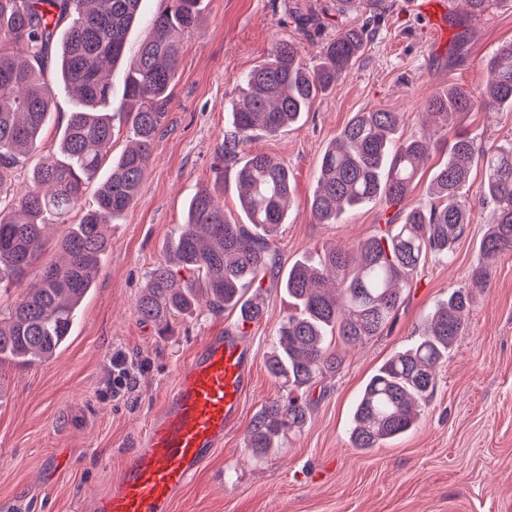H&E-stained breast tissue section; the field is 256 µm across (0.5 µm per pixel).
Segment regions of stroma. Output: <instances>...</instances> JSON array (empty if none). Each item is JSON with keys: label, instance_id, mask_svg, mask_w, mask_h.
I'll return each instance as SVG.
<instances>
[{"label": "stroma", "instance_id": "obj_1", "mask_svg": "<svg viewBox=\"0 0 512 512\" xmlns=\"http://www.w3.org/2000/svg\"><path fill=\"white\" fill-rule=\"evenodd\" d=\"M388 2L375 37L343 81L298 124L243 149L276 158L291 177L294 202L275 242L281 269L328 246L351 248L383 224L379 203L337 224L316 223L310 213L321 156L355 113L379 107L401 113L400 136L420 135L426 101L451 84H485L491 51L512 41V8L464 22L450 14L440 38L412 0ZM202 15V27L182 40L163 130L135 202L109 229L102 267L69 342L47 361L0 367V500H13L21 512H94L179 367L223 328L251 344L252 385L223 447L170 512H512V251L491 259V282L475 289L463 334L415 429L367 452L348 440L367 379L413 342L429 309L469 283L491 213L481 200V169L469 179L470 222L453 256L420 266L382 335L342 347L338 374L312 390L306 425L266 456H253L245 435L261 407L283 394L266 367L288 312L282 288L265 280L263 317L248 325L238 312L204 310L173 317L170 335L161 336L139 319L136 297L165 259L199 188H217L225 213L242 217L236 167L217 157L238 78L266 59L275 39L302 40L303 58L312 64L337 27L366 18L362 11L338 14L336 0H202ZM459 33L466 36L461 53L454 46ZM464 128L481 144L512 141V112L478 107ZM116 353L142 367L117 394Z\"/></svg>", "mask_w": 512, "mask_h": 512}]
</instances>
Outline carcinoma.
Masks as SVG:
<instances>
[{
	"label": "carcinoma",
	"instance_id": "obj_1",
	"mask_svg": "<svg viewBox=\"0 0 512 512\" xmlns=\"http://www.w3.org/2000/svg\"><path fill=\"white\" fill-rule=\"evenodd\" d=\"M144 0H0V291L34 282L0 310V363L30 366L51 358L69 340L78 309L93 288L108 248L106 227L133 205L162 132L181 50V37L197 30L201 0H164L137 57L125 62L131 28ZM346 14L363 5L378 18L385 0H337ZM501 0H462L477 18ZM375 34L371 21L336 30L318 62L303 60L300 42L275 41L268 57L242 77L241 102L228 113L231 132L222 160L234 162L258 136L275 137L299 123L315 101L344 76ZM484 89L450 84L426 103L432 132L403 139L401 115L382 108L358 112L322 154L310 203L319 224H335L367 204L404 203L438 141L455 129L447 160L433 170L429 197L407 208L401 223L383 215L385 229L349 250L329 246L295 261L282 281L291 310L277 330L267 369L285 395L267 402L247 431L246 446L263 456L301 430L310 392L336 375L343 357L333 335L348 346L381 335L393 322L414 272L431 256L453 254L470 220L463 196L471 170L481 166L482 201L491 221L482 240L488 259L512 250V142L479 146L460 131L473 108H512V43L487 63ZM122 70L126 116L132 134L112 154V75ZM73 97L58 148L29 172L24 191L9 173L41 146L55 106V91ZM97 204L83 209L84 186L104 165ZM239 202L246 222L224 214L217 190L200 188L168 257L148 274L136 311L165 336L170 319L205 307L239 311L242 325L263 315L260 295H247L266 275L277 276L274 240L292 205L288 169L264 153L237 164ZM80 215L76 223L71 214ZM66 225L55 246L60 260L40 264L49 243L46 219ZM491 273L477 263L470 285L448 293L425 316L413 344L387 358L363 386L352 412L350 441L378 448L413 429L429 405L440 367L465 328L472 289Z\"/></svg>",
	"mask_w": 512,
	"mask_h": 512
}]
</instances>
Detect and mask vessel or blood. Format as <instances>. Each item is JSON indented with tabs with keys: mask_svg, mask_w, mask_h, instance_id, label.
Returning <instances> with one entry per match:
<instances>
[{
	"mask_svg": "<svg viewBox=\"0 0 512 512\" xmlns=\"http://www.w3.org/2000/svg\"><path fill=\"white\" fill-rule=\"evenodd\" d=\"M253 352L235 333L206 337L121 466L96 512H169L240 418L252 383Z\"/></svg>",
	"mask_w": 512,
	"mask_h": 512,
	"instance_id": "obj_1",
	"label": "vessel or blood"
}]
</instances>
